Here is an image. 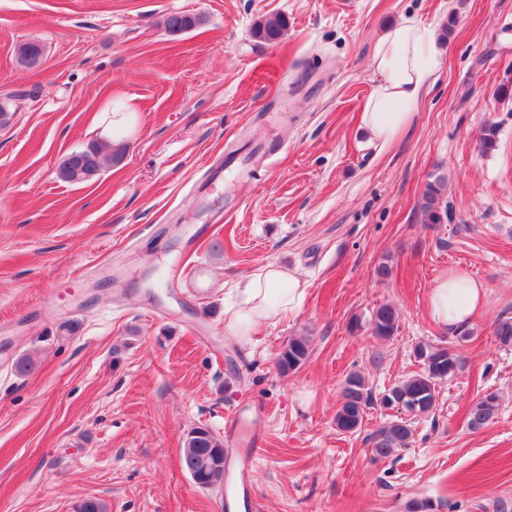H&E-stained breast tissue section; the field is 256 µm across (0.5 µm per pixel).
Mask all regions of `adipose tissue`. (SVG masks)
Returning a JSON list of instances; mask_svg holds the SVG:
<instances>
[{"label":"adipose tissue","mask_w":512,"mask_h":512,"mask_svg":"<svg viewBox=\"0 0 512 512\" xmlns=\"http://www.w3.org/2000/svg\"><path fill=\"white\" fill-rule=\"evenodd\" d=\"M439 63L437 33L431 26L404 18L385 30L372 57L378 82L361 115L372 141L388 144L407 127ZM305 292V282L288 267L264 265L239 283V304L226 327L234 336L248 339L257 324L286 318L301 304ZM486 301L480 280L451 269L442 273L431 289L428 309L437 324L454 331L469 326Z\"/></svg>","instance_id":"adipose-tissue-1"}]
</instances>
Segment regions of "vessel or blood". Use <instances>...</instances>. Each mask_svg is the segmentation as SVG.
I'll use <instances>...</instances> for the list:
<instances>
[{
	"label": "vessel or blood",
	"mask_w": 512,
	"mask_h": 512,
	"mask_svg": "<svg viewBox=\"0 0 512 512\" xmlns=\"http://www.w3.org/2000/svg\"><path fill=\"white\" fill-rule=\"evenodd\" d=\"M226 432L235 447L228 455L227 471L230 491L224 498L226 512H253L255 507L254 487L251 473L255 463V450L239 447L238 442L246 427L238 414L226 420Z\"/></svg>",
	"instance_id": "b4317fda"
}]
</instances>
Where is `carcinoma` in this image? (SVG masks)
Masks as SVG:
<instances>
[{"mask_svg": "<svg viewBox=\"0 0 512 512\" xmlns=\"http://www.w3.org/2000/svg\"><path fill=\"white\" fill-rule=\"evenodd\" d=\"M199 18L189 14H172L164 18L163 26L169 33H180L193 28ZM287 28V20L279 15L267 17L259 21L253 35L268 43L277 42ZM43 54L38 43L24 42L17 46L16 61L24 68H31V63ZM93 158V163L79 167L74 153L64 156L58 163V178L68 183H83L97 180L104 167V159L119 163L124 157L121 147L115 148L108 141H92L79 150ZM421 222L439 224L443 213L441 206L440 182L434 181L426 185L419 204ZM372 333L376 336L389 337L397 330L395 310L386 304L379 306L371 321ZM310 353V339L297 336L289 340L287 347L279 356V366L284 371L300 367ZM419 358L430 361L429 368L395 383L380 399V405L391 401L393 405L403 403L402 412L418 417L432 411L437 401V384L454 376L462 367V362L450 349L431 345L419 346L416 350ZM374 404L371 392L366 388L364 380L357 374L350 375L344 384L342 402L336 413V427L343 433H354L359 430L364 420L367 407ZM498 410L497 396L493 393L485 395L471 409L468 427L472 431L482 429ZM412 429L410 422L398 417L378 430L373 458L382 460L389 457L396 449L410 445ZM181 467L186 472L197 475V485L210 488L224 479V443L206 427H195L188 431L180 454Z\"/></svg>", "mask_w": 512, "mask_h": 512, "instance_id": "1", "label": "carcinoma"}]
</instances>
